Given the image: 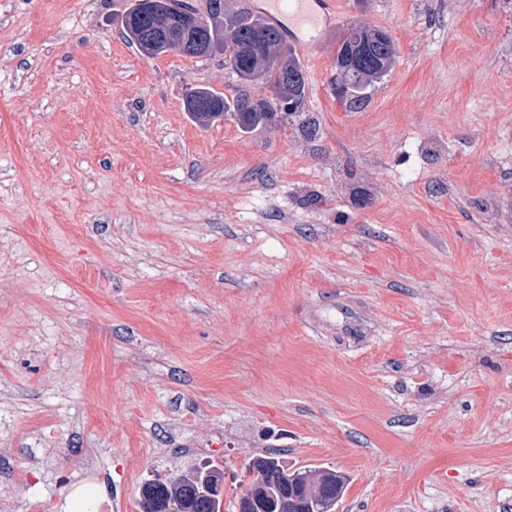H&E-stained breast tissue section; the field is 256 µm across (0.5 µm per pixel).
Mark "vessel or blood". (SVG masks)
I'll list each match as a JSON object with an SVG mask.
<instances>
[{
    "mask_svg": "<svg viewBox=\"0 0 512 512\" xmlns=\"http://www.w3.org/2000/svg\"><path fill=\"white\" fill-rule=\"evenodd\" d=\"M254 9L269 23L282 27L286 18H296L308 28L306 36L290 35L289 40L306 56L313 55L320 41L319 26L332 23L336 13L335 0H255Z\"/></svg>",
    "mask_w": 512,
    "mask_h": 512,
    "instance_id": "obj_1",
    "label": "vessel or blood"
}]
</instances>
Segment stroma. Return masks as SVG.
I'll use <instances>...</instances> for the list:
<instances>
[{
    "label": "stroma",
    "instance_id": "35a3bbf8",
    "mask_svg": "<svg viewBox=\"0 0 512 512\" xmlns=\"http://www.w3.org/2000/svg\"><path fill=\"white\" fill-rule=\"evenodd\" d=\"M131 0H0V512H140L258 453L335 512H512V0H338L294 119L185 110ZM398 57L353 103L336 41ZM314 124V135L302 127ZM209 490H205L200 482L188 474L182 475L181 478L177 479L175 483H161V482H147L145 483L139 492V508L141 512H165L163 507H159V510L145 511L143 498L146 494H155L159 502L165 501L168 498H180L183 495L192 497L195 512H211V501L214 500V512L224 511V485L222 494L219 498L209 496ZM200 493H206V495H199Z\"/></svg>",
    "mask_w": 512,
    "mask_h": 512
}]
</instances>
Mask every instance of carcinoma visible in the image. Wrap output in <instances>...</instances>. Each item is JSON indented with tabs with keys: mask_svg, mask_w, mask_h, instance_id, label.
Listing matches in <instances>:
<instances>
[{
	"mask_svg": "<svg viewBox=\"0 0 512 512\" xmlns=\"http://www.w3.org/2000/svg\"><path fill=\"white\" fill-rule=\"evenodd\" d=\"M134 0L130 10L121 20L126 40L148 57H156L169 50H179L186 55L199 56L197 39L204 36L221 47L233 58V72L241 83L250 86L258 83L269 95L253 98L247 94L226 95L208 87L189 88L186 108L202 124L213 123L230 116L245 130L257 129L275 120L273 112L264 107L267 101H279L280 109L288 116L294 115L306 95V77L293 50L286 44L284 35L276 27L258 16L238 11H224V0H205V9L188 0ZM208 17L209 30L201 33L194 25L197 15ZM373 28L352 25L346 28L336 44V90H345L351 102L362 100L367 87L380 82L395 63L397 48L387 34L381 40L372 39ZM246 471L262 478L267 490L275 499V509H256L254 512H305L308 505L325 508L332 500L342 498L347 486V476L329 467L314 470L300 469L306 475L302 496L294 499L288 494L290 468L275 455L257 454L250 459ZM153 494L158 501L192 497L195 512H209L212 498L196 479L183 475L174 483L147 482L139 492V508H144L142 498Z\"/></svg>",
	"mask_w": 512,
	"mask_h": 512,
	"instance_id": "carcinoma-1",
	"label": "carcinoma"
}]
</instances>
